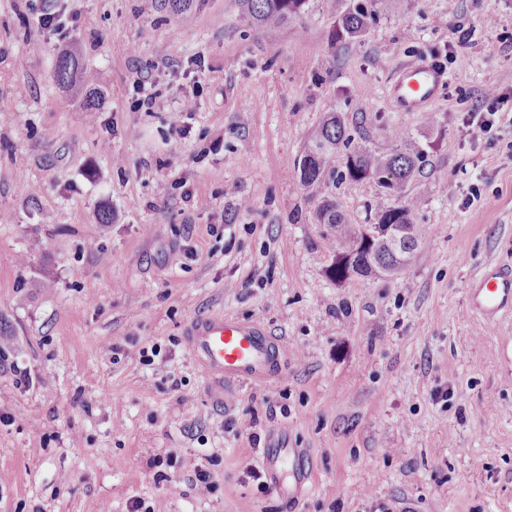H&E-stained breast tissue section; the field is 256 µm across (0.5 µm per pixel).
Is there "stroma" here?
<instances>
[{
	"label": "stroma",
	"mask_w": 512,
	"mask_h": 512,
	"mask_svg": "<svg viewBox=\"0 0 512 512\" xmlns=\"http://www.w3.org/2000/svg\"><path fill=\"white\" fill-rule=\"evenodd\" d=\"M45 10L75 29H42ZM334 21L326 0L271 28L237 0H0V512H512V314L468 309L472 279L512 264V112L469 124L512 94V0H393L336 47ZM462 27L472 47H450ZM74 41L91 114L55 79ZM423 56L448 72L434 129L385 97ZM329 112L361 118L350 146L391 151L401 128L426 148L403 194L423 236L397 279L328 274L323 197L351 224L399 199L295 180ZM216 315L281 342V376L205 369L187 326ZM280 440L314 475L293 504L245 478Z\"/></svg>",
	"instance_id": "35a3bbf8"
}]
</instances>
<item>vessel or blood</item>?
I'll list each match as a JSON object with an SVG mask.
<instances>
[{
  "instance_id": "b4317fda",
  "label": "vessel or blood",
  "mask_w": 512,
  "mask_h": 512,
  "mask_svg": "<svg viewBox=\"0 0 512 512\" xmlns=\"http://www.w3.org/2000/svg\"><path fill=\"white\" fill-rule=\"evenodd\" d=\"M447 84L446 69L425 57L399 67L387 86L386 95L395 111L423 112L437 101ZM469 308L488 321L511 312L512 266H490L474 278L469 290ZM189 346L207 370L223 375L228 381H267L282 371V346L259 325L232 316L193 322L189 327ZM260 460L269 491L292 503L306 496L312 472L302 449L265 448Z\"/></svg>"
}]
</instances>
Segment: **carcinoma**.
Returning <instances> with one entry per match:
<instances>
[{"instance_id": "cac0c4a2", "label": "carcinoma", "mask_w": 512, "mask_h": 512, "mask_svg": "<svg viewBox=\"0 0 512 512\" xmlns=\"http://www.w3.org/2000/svg\"><path fill=\"white\" fill-rule=\"evenodd\" d=\"M249 22L256 27L277 26L301 14L307 0H240ZM392 0H349L342 10H335L336 20L331 43H350L360 39L377 19L390 8ZM60 87L80 92L93 84L90 73L80 66V53L72 48L60 54L56 71ZM345 120L330 112L312 133L295 165L296 179L304 188H318L326 178L361 182L374 180L382 188L391 181L403 189L418 171L425 156L424 148L411 141L410 134L400 131L395 137L399 146L389 153L366 147H354L339 155L344 143ZM417 200L395 205L379 202L374 209V223L396 224L406 232L401 245L384 234L367 235V225L348 224L336 200L327 197L317 209V222L326 228V239L336 245V262L329 276L338 283L354 277H394L413 260L419 246L420 229L413 215Z\"/></svg>"}]
</instances>
